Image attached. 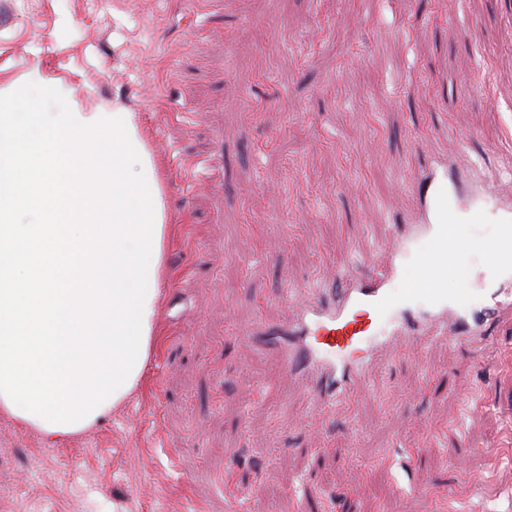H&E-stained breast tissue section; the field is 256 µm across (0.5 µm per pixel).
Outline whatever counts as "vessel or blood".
<instances>
[{"mask_svg":"<svg viewBox=\"0 0 512 512\" xmlns=\"http://www.w3.org/2000/svg\"><path fill=\"white\" fill-rule=\"evenodd\" d=\"M412 191L418 209L389 225L377 265L351 264L337 272L338 288L298 302L286 322H259L247 330L254 343L281 354L285 370L304 385L310 411L328 410L366 390L371 361L411 339L424 347L445 339L484 355L489 325L512 316V264L498 260L512 251V176L488 178L455 156L427 152ZM487 218L499 226L488 252L496 279L484 290V306L468 309L440 286L448 275V223ZM426 239L436 242L433 254L419 252ZM411 258L419 259L424 281L396 293Z\"/></svg>","mask_w":512,"mask_h":512,"instance_id":"vessel-or-blood-1","label":"vessel or blood"}]
</instances>
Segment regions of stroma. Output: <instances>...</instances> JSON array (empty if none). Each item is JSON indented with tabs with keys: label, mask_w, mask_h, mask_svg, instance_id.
<instances>
[{
	"label": "stroma",
	"mask_w": 512,
	"mask_h": 512,
	"mask_svg": "<svg viewBox=\"0 0 512 512\" xmlns=\"http://www.w3.org/2000/svg\"><path fill=\"white\" fill-rule=\"evenodd\" d=\"M36 67L139 113L174 222L142 388L53 443L0 414V512H512V322L321 415L244 334L379 262L416 146L512 167V0H0V86ZM496 229L455 224L449 297Z\"/></svg>",
	"instance_id": "stroma-1"
}]
</instances>
